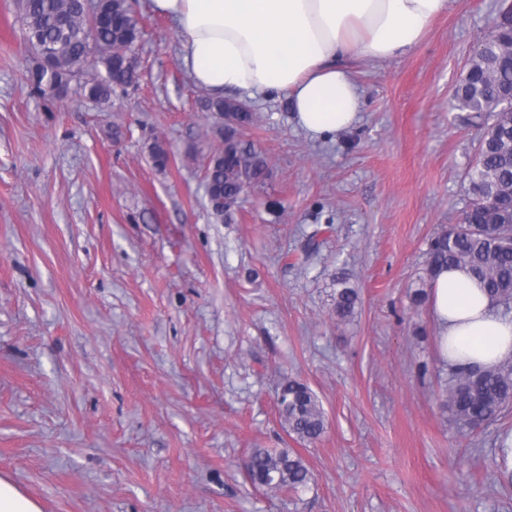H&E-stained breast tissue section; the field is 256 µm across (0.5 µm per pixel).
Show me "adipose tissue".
I'll list each match as a JSON object with an SVG mask.
<instances>
[{
    "label": "adipose tissue",
    "mask_w": 512,
    "mask_h": 512,
    "mask_svg": "<svg viewBox=\"0 0 512 512\" xmlns=\"http://www.w3.org/2000/svg\"><path fill=\"white\" fill-rule=\"evenodd\" d=\"M449 0H152L174 25L181 61L199 88L286 98L299 127L333 136L359 121L361 96L347 61L387 59L420 45ZM440 359L493 367L512 359L506 316L468 270L431 283Z\"/></svg>",
    "instance_id": "adipose-tissue-1"
}]
</instances>
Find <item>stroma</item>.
Returning <instances> with one entry per match:
<instances>
[{
  "label": "stroma",
  "mask_w": 512,
  "mask_h": 512,
  "mask_svg": "<svg viewBox=\"0 0 512 512\" xmlns=\"http://www.w3.org/2000/svg\"><path fill=\"white\" fill-rule=\"evenodd\" d=\"M130 2L142 78L100 104L32 93L19 2L0 0V477L41 512H512V411L449 422L429 306L408 297L470 201L479 131L452 93L502 0H455L413 51L350 61L361 120L334 139L245 97L270 175L225 220L203 180L220 123L170 21ZM339 278L360 297L347 321ZM287 379L324 410L314 443L281 421ZM257 448L300 454L313 482L253 487Z\"/></svg>",
  "instance_id": "35a3bbf8"
}]
</instances>
